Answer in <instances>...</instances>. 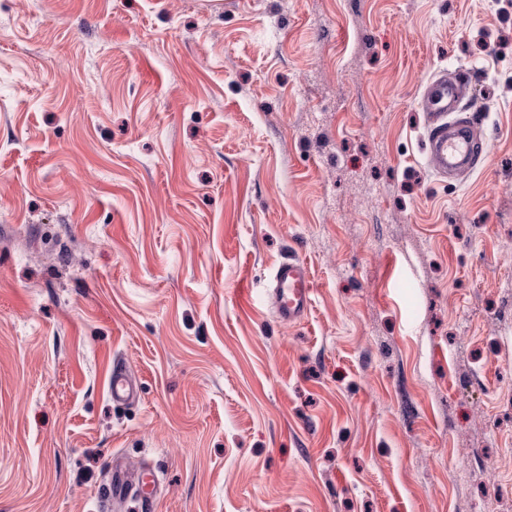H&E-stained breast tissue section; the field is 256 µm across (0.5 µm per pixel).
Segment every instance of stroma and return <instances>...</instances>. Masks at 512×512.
Masks as SVG:
<instances>
[{
  "mask_svg": "<svg viewBox=\"0 0 512 512\" xmlns=\"http://www.w3.org/2000/svg\"><path fill=\"white\" fill-rule=\"evenodd\" d=\"M115 461L156 512H512V0H0V512ZM464 83L440 71L427 84L422 107L427 112V165L437 174L463 173L474 167L475 143L472 126L465 119L448 121L459 112L464 98ZM314 291V282L303 262L292 258L281 262L271 288L277 317L288 323L302 320L311 307ZM109 393L113 403H125L137 394L135 380L122 365L114 364L109 379Z\"/></svg>",
  "mask_w": 512,
  "mask_h": 512,
  "instance_id": "1",
  "label": "stroma"
}]
</instances>
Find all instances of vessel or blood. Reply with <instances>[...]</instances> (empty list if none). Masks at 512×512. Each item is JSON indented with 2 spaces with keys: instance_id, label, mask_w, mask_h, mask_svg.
Masks as SVG:
<instances>
[{
  "instance_id": "obj_1",
  "label": "vessel or blood",
  "mask_w": 512,
  "mask_h": 512,
  "mask_svg": "<svg viewBox=\"0 0 512 512\" xmlns=\"http://www.w3.org/2000/svg\"><path fill=\"white\" fill-rule=\"evenodd\" d=\"M464 95L463 81L443 70L434 75L422 96V107L428 121L426 162L440 175L463 173L474 166L472 127L468 121L456 116ZM314 291V282L303 262L292 258L281 262L275 270L271 288V299L278 318L288 323L302 320L311 307ZM109 393L116 403L131 401L137 394L135 380L122 365L112 367ZM151 483L150 473L134 476L130 472H123L113 477L110 497L118 503L133 494L145 506H152L149 492Z\"/></svg>"
}]
</instances>
